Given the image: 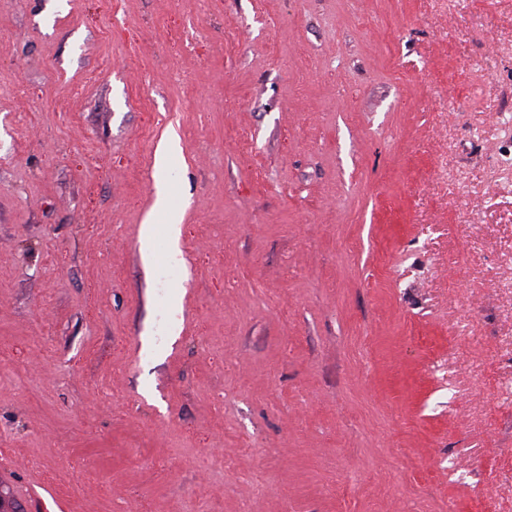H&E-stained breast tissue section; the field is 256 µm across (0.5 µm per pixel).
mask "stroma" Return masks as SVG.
Listing matches in <instances>:
<instances>
[{
	"mask_svg": "<svg viewBox=\"0 0 512 512\" xmlns=\"http://www.w3.org/2000/svg\"><path fill=\"white\" fill-rule=\"evenodd\" d=\"M0 483L512 512V0H0ZM157 201L155 209L153 211H161L166 216V221L169 226L170 234L173 238H177L180 232V217L176 210L172 209L167 203L168 200V187L164 181H158L157 183Z\"/></svg>",
	"mask_w": 512,
	"mask_h": 512,
	"instance_id": "1",
	"label": "stroma"
}]
</instances>
